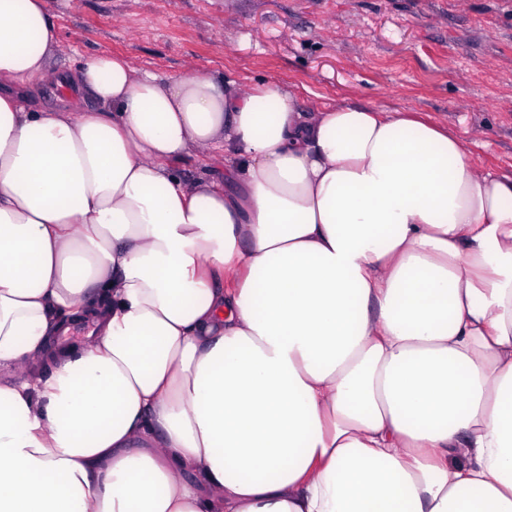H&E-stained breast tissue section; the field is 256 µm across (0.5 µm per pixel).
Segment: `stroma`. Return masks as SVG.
Returning a JSON list of instances; mask_svg holds the SVG:
<instances>
[{
  "label": "stroma",
  "instance_id": "35a3bbf8",
  "mask_svg": "<svg viewBox=\"0 0 512 512\" xmlns=\"http://www.w3.org/2000/svg\"><path fill=\"white\" fill-rule=\"evenodd\" d=\"M52 72L120 55L173 78L193 69L428 113L480 166L512 174V0H45Z\"/></svg>",
  "mask_w": 512,
  "mask_h": 512
}]
</instances>
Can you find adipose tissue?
Instances as JSON below:
<instances>
[{
  "label": "adipose tissue",
  "mask_w": 512,
  "mask_h": 512,
  "mask_svg": "<svg viewBox=\"0 0 512 512\" xmlns=\"http://www.w3.org/2000/svg\"><path fill=\"white\" fill-rule=\"evenodd\" d=\"M57 47L0 0V512H512V175L108 55L31 109Z\"/></svg>",
  "instance_id": "1"
}]
</instances>
